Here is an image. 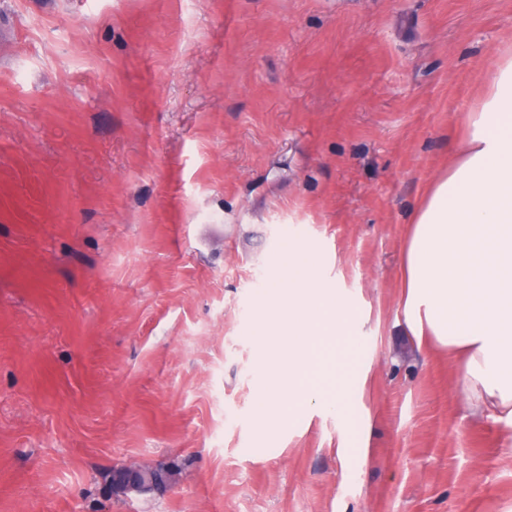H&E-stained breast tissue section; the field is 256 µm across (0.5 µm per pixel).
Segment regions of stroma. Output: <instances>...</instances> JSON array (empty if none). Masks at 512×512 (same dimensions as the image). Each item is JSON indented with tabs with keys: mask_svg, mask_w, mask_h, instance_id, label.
Returning a JSON list of instances; mask_svg holds the SVG:
<instances>
[{
	"mask_svg": "<svg viewBox=\"0 0 512 512\" xmlns=\"http://www.w3.org/2000/svg\"><path fill=\"white\" fill-rule=\"evenodd\" d=\"M0 512H512L401 248L512 0H0ZM293 239L361 311L339 416L254 436ZM175 467L162 490L115 469Z\"/></svg>",
	"mask_w": 512,
	"mask_h": 512,
	"instance_id": "35a3bbf8",
	"label": "stroma"
}]
</instances>
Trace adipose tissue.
Here are the masks:
<instances>
[{
	"label": "adipose tissue",
	"mask_w": 512,
	"mask_h": 512,
	"mask_svg": "<svg viewBox=\"0 0 512 512\" xmlns=\"http://www.w3.org/2000/svg\"><path fill=\"white\" fill-rule=\"evenodd\" d=\"M486 84L404 242L401 308L416 342L458 360L468 399L512 427V51Z\"/></svg>",
	"instance_id": "obj_1"
}]
</instances>
